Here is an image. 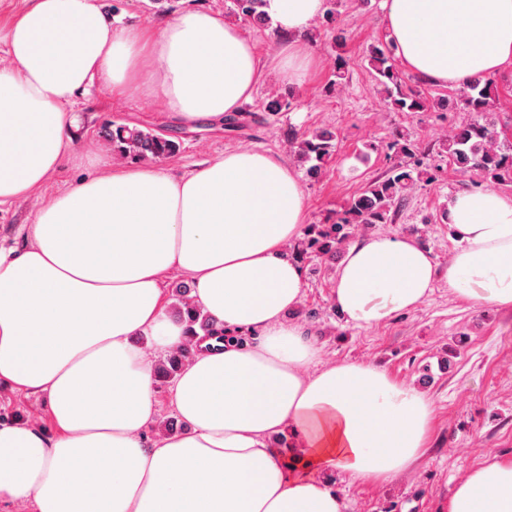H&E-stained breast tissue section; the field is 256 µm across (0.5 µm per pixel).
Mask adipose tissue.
I'll list each match as a JSON object with an SVG mask.
<instances>
[{
    "mask_svg": "<svg viewBox=\"0 0 512 512\" xmlns=\"http://www.w3.org/2000/svg\"><path fill=\"white\" fill-rule=\"evenodd\" d=\"M326 0H266L288 34L277 68L301 81L312 57L297 39ZM406 70L466 86L512 67V0H382ZM0 68V204L29 196L75 160L70 104L94 81L124 91L150 74L175 119L223 121L261 78L255 46L221 13L194 9L150 29L117 28L99 0H33L8 34ZM90 161L105 175L45 202L32 240L0 248V383L44 396L55 430L0 423V504L33 512H346L339 485L382 484L411 470L431 435L425 393L377 366H318L286 316L304 270L288 252L305 220L295 173L267 151L225 152L172 176ZM459 238L448 284L466 300L512 308V194L449 199ZM226 332L252 344L201 348L172 404L188 429L146 443L156 424L149 350L185 339L164 305L167 274ZM435 265L414 240L348 247L333 300L372 326L416 308ZM287 435V446L276 438ZM448 512H512V458L461 478Z\"/></svg>",
    "mask_w": 512,
    "mask_h": 512,
    "instance_id": "1",
    "label": "adipose tissue"
}]
</instances>
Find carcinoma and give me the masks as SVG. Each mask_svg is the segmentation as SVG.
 I'll use <instances>...</instances> for the list:
<instances>
[{
    "mask_svg": "<svg viewBox=\"0 0 512 512\" xmlns=\"http://www.w3.org/2000/svg\"><path fill=\"white\" fill-rule=\"evenodd\" d=\"M232 11L257 25H266L268 17L263 11L264 0H233ZM368 65L376 88L385 93L388 105L397 112H424L427 104L421 94L405 89L404 74L398 69L389 46L373 44L368 50ZM497 90L489 78L478 77L469 85L465 105L482 115L494 111ZM101 137L112 144L113 155L121 159L159 160L179 150V143L172 135H162L128 125L106 124ZM499 132L493 122H473L451 129L445 143V152L454 169L460 173L479 175L486 187L512 183V153L503 152L497 145ZM338 136L332 128H322L301 140L292 141L297 157L310 163L307 173L312 178L322 174L325 163L336 151ZM393 145L415 157L411 166L395 165L385 175L376 179L359 194L352 197L342 215L332 224H310L304 236L291 246L292 255L301 259L309 254L331 258L350 236L355 224L369 226L390 224L409 192L418 186L433 183L423 159L416 157L417 146L408 135H397ZM187 283L172 289L173 318L184 325L186 342L171 352L156 366V377L168 381L177 377L181 369L196 354L195 338L203 332L209 336H222L224 329L194 304Z\"/></svg>",
    "mask_w": 512,
    "mask_h": 512,
    "instance_id": "1",
    "label": "carcinoma"
}]
</instances>
